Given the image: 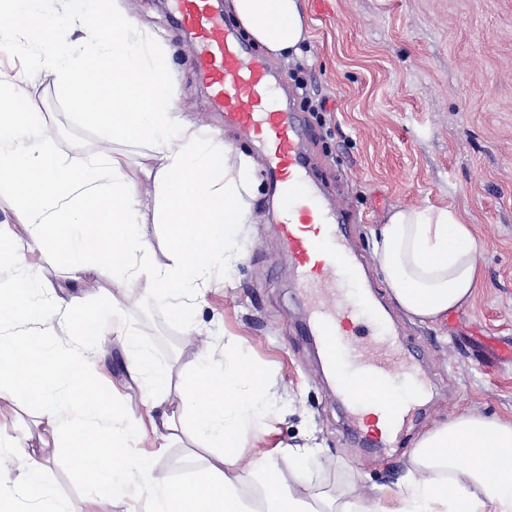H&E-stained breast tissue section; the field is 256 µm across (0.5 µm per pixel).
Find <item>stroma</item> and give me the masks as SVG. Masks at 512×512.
Returning a JSON list of instances; mask_svg holds the SVG:
<instances>
[{
  "mask_svg": "<svg viewBox=\"0 0 512 512\" xmlns=\"http://www.w3.org/2000/svg\"><path fill=\"white\" fill-rule=\"evenodd\" d=\"M301 3L309 36L298 52L273 63L285 72L300 69L311 96L327 101L313 151L323 177L346 173L357 250L373 257L372 233L397 207H454L484 245L473 302L435 323L410 318L379 273L371 275L396 340L416 349L414 370L427 380L408 421L384 448L348 432L347 402L297 332L308 302L293 287L288 257L278 247L265 179L257 181L250 200L255 221L236 241L230 269L213 273L193 312L199 331L176 318L168 302H140L134 289L109 285L91 270L83 274L82 300L127 324L159 363L176 370L203 349L223 361L224 339L234 337L239 353L279 384L264 419L245 435L248 452L306 448L309 493L369 492L404 482L418 438L448 418L468 409L512 417V361L497 353L512 347V0ZM128 9L168 49L189 119L255 156L211 110L170 0H128ZM29 92L49 112L44 139L61 154L84 157L109 146L135 165L149 154L144 142H106L101 128L70 106L49 52H42ZM88 355L107 387L118 390L127 423L146 420L148 398L128 372L127 345L108 336L89 345ZM24 432L40 452L26 400L0 403V435ZM191 446L183 432L166 448L150 434L138 443L176 480L211 462ZM44 472L72 512H85L92 491L66 455L49 456Z\"/></svg>",
  "mask_w": 512,
  "mask_h": 512,
  "instance_id": "1",
  "label": "stroma"
}]
</instances>
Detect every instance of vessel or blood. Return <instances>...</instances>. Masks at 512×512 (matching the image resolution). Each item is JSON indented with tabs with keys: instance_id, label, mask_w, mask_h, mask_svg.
<instances>
[{
	"instance_id": "obj_1",
	"label": "vessel or blood",
	"mask_w": 512,
	"mask_h": 512,
	"mask_svg": "<svg viewBox=\"0 0 512 512\" xmlns=\"http://www.w3.org/2000/svg\"><path fill=\"white\" fill-rule=\"evenodd\" d=\"M172 2L213 110L261 155L263 175L280 205L278 231L291 277L311 297L306 333L318 339L327 367L339 370L341 387L353 390V426L385 447L386 435L372 433L366 410L405 368L391 359L365 357L352 341L372 308L350 296L347 286L367 277L368 264L349 246L351 215L341 206H326L313 182L307 121L278 102L281 73L239 37L220 0Z\"/></svg>"
}]
</instances>
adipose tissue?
Listing matches in <instances>:
<instances>
[{
  "label": "adipose tissue",
  "mask_w": 512,
  "mask_h": 512,
  "mask_svg": "<svg viewBox=\"0 0 512 512\" xmlns=\"http://www.w3.org/2000/svg\"><path fill=\"white\" fill-rule=\"evenodd\" d=\"M229 7L274 55L308 35L300 0H229ZM97 14L102 31L90 40L76 36V24ZM2 15L10 22L8 41L55 49L63 95L109 139L151 149L139 183L121 153L105 149L67 160L40 135L48 115L28 92V72L0 77V186L11 193L27 238L13 248L14 229L0 225V401H28L98 502L132 488L148 497L149 512H512V419L461 412L421 435L403 484L326 495L315 505L303 493L305 454L289 452L283 465L268 451L243 453V434L264 416L277 385L255 374L233 338L224 340L223 364L204 351L186 366L175 409L168 401L170 367L156 364L130 328L100 321L79 298L50 296L36 263L45 255L118 285L143 283L144 298L174 299L175 316L186 318L185 299L200 295L252 219L247 199L255 166L214 131L181 116L168 54L120 6L0 0ZM149 209L167 227L162 263L140 233ZM374 255L390 296L421 321L469 305L480 284L482 244L451 207L394 209ZM28 323L39 325L37 335L22 332ZM63 324L74 327L75 344H57ZM114 333L131 350V377L144 381L152 398L158 438L171 441L186 426L211 452L210 466L190 481L168 480L153 457L135 452L138 429L127 426L123 405L98 384L85 349ZM248 478L259 488L253 503L238 492ZM22 489L36 512H70L38 460H31Z\"/></svg>",
  "instance_id": "adipose-tissue-1"
}]
</instances>
